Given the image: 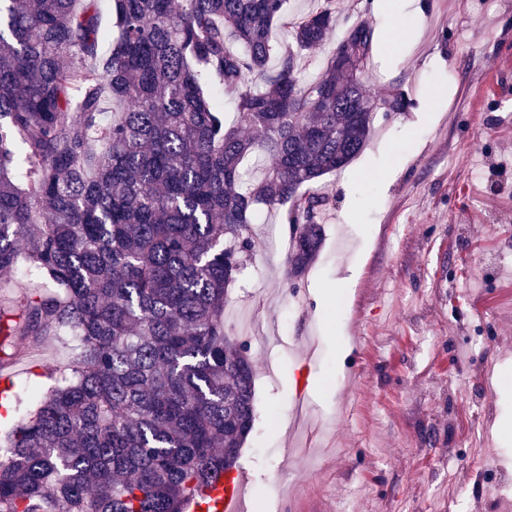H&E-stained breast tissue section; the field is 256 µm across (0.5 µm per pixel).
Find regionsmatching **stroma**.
<instances>
[{"label":"stroma","mask_w":512,"mask_h":512,"mask_svg":"<svg viewBox=\"0 0 512 512\" xmlns=\"http://www.w3.org/2000/svg\"><path fill=\"white\" fill-rule=\"evenodd\" d=\"M371 0H336L343 22L303 54L315 79L347 27L384 24ZM414 40L372 53L367 93L402 92L405 111L376 112L364 153L323 177L334 198L305 277L284 276L287 250L254 251L224 309L228 333L256 366V417L237 463L258 512H512V482L474 479L459 493L448 456L488 450L512 475V0H417ZM447 92L435 122L428 94ZM417 135L403 137L407 127ZM397 165L388 176L389 165ZM359 274L334 318L322 297L348 267ZM318 358L304 392L293 380L307 334ZM351 352L336 361V338ZM35 349L10 376L39 381L67 360Z\"/></svg>","instance_id":"stroma-1"}]
</instances>
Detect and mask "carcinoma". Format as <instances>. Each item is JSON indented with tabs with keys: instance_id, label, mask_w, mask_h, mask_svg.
<instances>
[{
	"instance_id": "1",
	"label": "carcinoma",
	"mask_w": 512,
	"mask_h": 512,
	"mask_svg": "<svg viewBox=\"0 0 512 512\" xmlns=\"http://www.w3.org/2000/svg\"><path fill=\"white\" fill-rule=\"evenodd\" d=\"M0 0V320L6 336L70 332L72 360L13 399L0 512H189L237 468L255 420L254 366L224 304L249 224L282 210L304 276L330 196L319 180L364 150L374 32L347 31L315 81L304 51L335 0ZM289 28L274 51L271 30ZM109 44L105 55L100 44ZM236 120L224 121V96ZM268 158L264 176L244 163ZM25 262L33 278L7 277Z\"/></svg>"
}]
</instances>
